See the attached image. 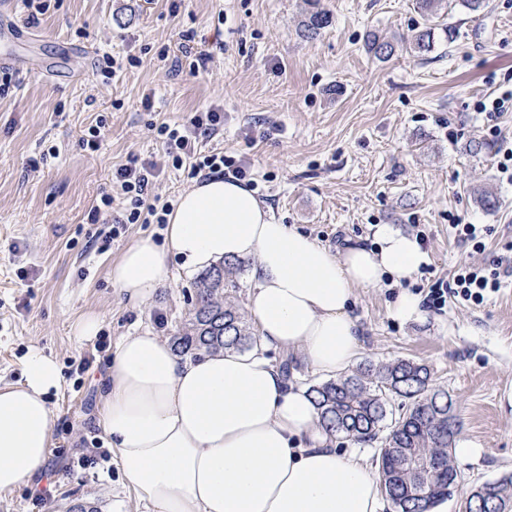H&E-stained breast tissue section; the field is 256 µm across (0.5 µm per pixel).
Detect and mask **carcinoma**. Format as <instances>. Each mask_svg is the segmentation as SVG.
<instances>
[{"label": "carcinoma", "mask_w": 512, "mask_h": 512, "mask_svg": "<svg viewBox=\"0 0 512 512\" xmlns=\"http://www.w3.org/2000/svg\"><path fill=\"white\" fill-rule=\"evenodd\" d=\"M332 23L329 11L314 3L303 21L313 36ZM431 30H421L403 40L416 53L431 50ZM368 53L379 60L394 55L395 45L367 33ZM245 264L224 260L201 272L194 281L193 307L176 327L174 351L197 358L221 349L245 351L257 342L244 310L231 301L240 288ZM322 427L338 438L356 444L381 441L379 475L392 512H426L439 496L458 488L453 449L460 428L452 396L432 386V374L409 359L369 364L336 380L310 386ZM400 400V414L390 421L391 401ZM467 512H512V476L485 483L482 495L467 497Z\"/></svg>", "instance_id": "1"}]
</instances>
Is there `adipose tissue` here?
Masks as SVG:
<instances>
[{
    "instance_id": "obj_1",
    "label": "adipose tissue",
    "mask_w": 512,
    "mask_h": 512,
    "mask_svg": "<svg viewBox=\"0 0 512 512\" xmlns=\"http://www.w3.org/2000/svg\"><path fill=\"white\" fill-rule=\"evenodd\" d=\"M372 248L332 253L275 221L249 186L213 177L183 193L163 246L141 240L112 265L113 284L139 307L186 266L250 263L248 305L259 332L249 351L177 355L150 330L122 337L105 368L100 424L125 486L150 512H382V487L358 453L337 448L308 387L270 357L280 351L327 379L362 347L355 291L390 283L393 314L420 300L403 290L426 255L416 238L376 225ZM19 385L0 388V493L33 484L52 444L49 398L63 384L56 362L29 353Z\"/></svg>"
}]
</instances>
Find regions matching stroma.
<instances>
[{
    "label": "stroma",
    "mask_w": 512,
    "mask_h": 512,
    "mask_svg": "<svg viewBox=\"0 0 512 512\" xmlns=\"http://www.w3.org/2000/svg\"><path fill=\"white\" fill-rule=\"evenodd\" d=\"M331 25L314 38L300 24L309 0H51L36 22L0 17V49L22 64L0 98V386L22 379L31 350L52 356L63 386L53 396V446L35 501L23 486L0 494V512H146L122 486L114 461L82 465L105 447L99 424L102 373L122 336L149 329L170 338L191 307L194 273L168 257L169 278L133 309L109 272L142 239L163 245L157 224H127L116 237L87 215L112 176L131 160L162 168L151 195L178 202L194 181L174 169L148 122H180L217 106L224 130L206 150L250 159L257 196L277 222L332 251L372 246L371 228L390 224L424 235L427 263L445 274L467 255L448 217L489 228L487 253L512 242V184L497 170L476 101L512 88V0H485L471 14L450 0L446 14L422 16L415 0H319ZM431 29L434 47L396 50L381 61L366 32L398 43ZM212 58L196 75L159 60L177 55L184 34ZM136 57L113 79L95 65L102 51ZM105 119L99 150L82 138ZM458 132L448 141L441 128ZM37 170H30V160ZM497 204L485 208L482 194ZM397 288H360L354 314L360 361L413 359L432 371L455 403L472 456L455 459L461 483L448 512H465L483 482L512 475V283L480 306L451 304L402 321ZM88 313L101 328L81 340ZM39 486V487H40Z\"/></svg>",
    "instance_id": "obj_1"
}]
</instances>
